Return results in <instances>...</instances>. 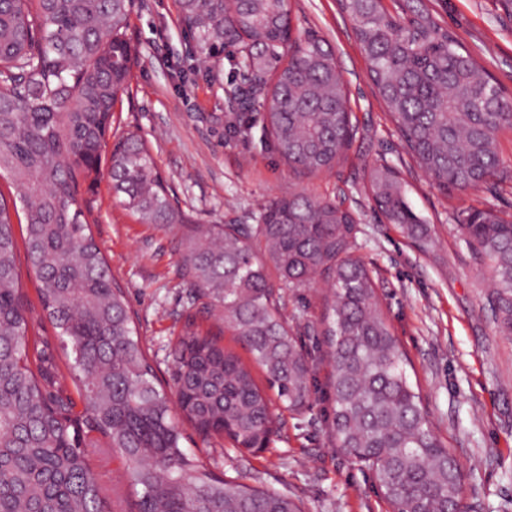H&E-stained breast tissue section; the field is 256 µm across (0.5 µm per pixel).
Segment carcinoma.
Wrapping results in <instances>:
<instances>
[{
    "mask_svg": "<svg viewBox=\"0 0 512 512\" xmlns=\"http://www.w3.org/2000/svg\"><path fill=\"white\" fill-rule=\"evenodd\" d=\"M135 0H0V512H109L110 490L88 463L91 448L122 456L133 512H304L275 491L215 476L181 447L182 423L258 454L280 430L267 391L291 412L311 400L312 366L281 317L286 288L329 284L322 334L330 348L336 447L366 464L393 512L460 508L461 475L433 434L406 357L384 314L375 280L353 254L356 218L332 201L294 195L265 207L256 224L201 233L171 202L146 142L129 134L110 155L112 193L146 224L183 230L190 285L216 303L220 328L237 336L244 361L221 332L188 317L177 341L170 390L157 383L121 288L110 274L79 199L93 188L127 90L126 28ZM201 50L244 36L250 65L274 82L261 116L280 157L294 170H327L357 134L346 84L310 34L283 57L290 0H180ZM369 61V78L406 148L442 192L495 180L504 162L497 133L512 128V96L491 82L420 0L395 17L382 0H342ZM368 186L378 209L423 253L436 241L386 164ZM23 214L25 251L43 315L58 330L84 403L62 382L46 341L29 338L32 306L18 285L12 215ZM459 230L494 276L490 306L512 335V213L473 209ZM262 373L265 386L252 368Z\"/></svg>",
    "mask_w": 512,
    "mask_h": 512,
    "instance_id": "1",
    "label": "carcinoma"
}]
</instances>
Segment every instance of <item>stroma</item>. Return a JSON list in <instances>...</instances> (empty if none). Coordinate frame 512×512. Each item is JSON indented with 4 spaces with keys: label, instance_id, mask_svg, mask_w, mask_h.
Masks as SVG:
<instances>
[{
    "label": "stroma",
    "instance_id": "1",
    "mask_svg": "<svg viewBox=\"0 0 512 512\" xmlns=\"http://www.w3.org/2000/svg\"><path fill=\"white\" fill-rule=\"evenodd\" d=\"M424 2L512 96V13L500 0ZM292 18L296 35L328 42L348 87L357 138L333 169L289 171L262 131V100L244 107L233 96L247 83L242 54L228 45L203 56L178 0H135L127 29L129 88L115 107L112 136H143L174 202L203 226L255 223L273 199L302 192L354 212L356 253L375 275L409 357L410 380L419 385L433 430L462 473L460 512H512V336L499 333L489 306L490 269L474 259L456 228L472 209L512 212V129L498 133L504 178L441 193L406 153L338 0H292ZM377 163L392 166L405 183L411 207L437 241L432 254H421L379 214L364 180L365 169ZM81 196L156 375L168 380L172 345L187 316L206 325L214 321L185 274L181 233L139 221L115 199L109 176ZM328 293L322 282L284 292L283 315L311 356L309 407L284 413L280 434L259 454L238 452L220 438L202 442L189 428L182 445L215 473L277 490L308 512H389L371 471L337 448L330 434L333 391L321 333ZM89 463L118 499L133 501L118 455L94 448Z\"/></svg>",
    "mask_w": 512,
    "mask_h": 512
}]
</instances>
